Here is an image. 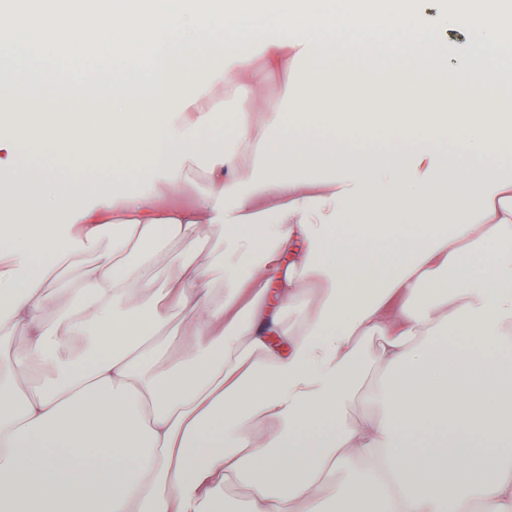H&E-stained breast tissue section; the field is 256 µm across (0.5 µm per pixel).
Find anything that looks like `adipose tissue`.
<instances>
[{"label":"adipose tissue","instance_id":"obj_1","mask_svg":"<svg viewBox=\"0 0 512 512\" xmlns=\"http://www.w3.org/2000/svg\"><path fill=\"white\" fill-rule=\"evenodd\" d=\"M252 9L0 0V70L15 89L0 108V187L17 217L0 226V331L28 338L0 367V512H225L235 487L249 491L241 512H354L370 491L378 512H512V178L477 163L512 140V123L414 83L451 26L473 33L452 49L461 76L512 71V0H452L445 13L326 0L270 28L244 24ZM91 30L100 52L122 41L152 57L99 82L111 101L99 128L77 109L56 129L62 149L87 156L149 150L145 179L90 200L73 175L21 164L37 133L12 123L29 87L73 84L49 52ZM354 55L335 138L280 135L285 115L309 125L321 90L287 86L286 109L266 105L269 68ZM188 58L209 67L189 90ZM390 72L400 111L390 95L367 98ZM240 78L253 93L229 152L208 139L210 101ZM444 125L463 129V150L431 149ZM394 127L424 138L398 156L344 145ZM201 161L207 183L187 191ZM53 209L65 223H30ZM402 218L429 233L396 230ZM208 240L203 255L169 252ZM78 253L92 268L62 284ZM165 253L176 276L159 288ZM61 287L56 334L43 312ZM166 306L188 316L174 358ZM357 398L364 409L349 414Z\"/></svg>","mask_w":512,"mask_h":512}]
</instances>
